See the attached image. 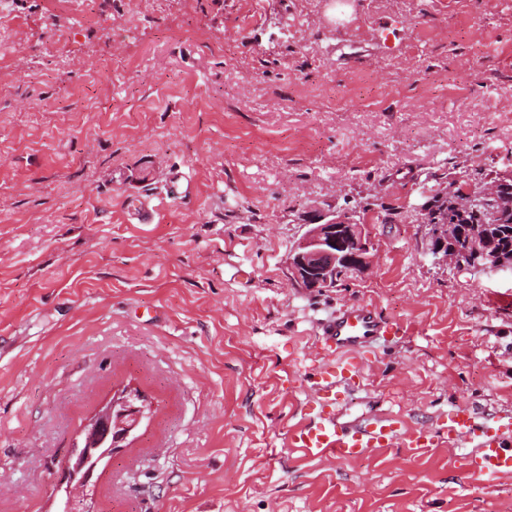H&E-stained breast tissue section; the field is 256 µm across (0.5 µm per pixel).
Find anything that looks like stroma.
<instances>
[{
    "mask_svg": "<svg viewBox=\"0 0 512 512\" xmlns=\"http://www.w3.org/2000/svg\"><path fill=\"white\" fill-rule=\"evenodd\" d=\"M1 85L0 512H52L128 382L153 413L93 512H512V476L461 472L465 439L289 445L333 358L317 321L351 301L408 334L364 354L350 416L512 408V274L433 265L414 212L512 171V0H0ZM176 170L196 190L172 201ZM316 209L366 210L376 259L308 293L288 252Z\"/></svg>",
    "mask_w": 512,
    "mask_h": 512,
    "instance_id": "1",
    "label": "stroma"
}]
</instances>
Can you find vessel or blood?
Here are the masks:
<instances>
[{
  "label": "vessel or blood",
  "instance_id": "obj_1",
  "mask_svg": "<svg viewBox=\"0 0 512 512\" xmlns=\"http://www.w3.org/2000/svg\"><path fill=\"white\" fill-rule=\"evenodd\" d=\"M316 333L334 354L325 378L314 385L312 396L319 409L289 434L292 447L330 462L353 461L370 452L403 444L413 452L429 447V430L409 425L406 418L382 408H372L347 420L341 397L361 391L358 356L373 343L400 341L406 334L364 302L342 305L319 323ZM449 443L468 438L472 451L463 455L460 468L467 477L491 482L512 474V413L480 415L472 408H458L441 426Z\"/></svg>",
  "mask_w": 512,
  "mask_h": 512
}]
</instances>
